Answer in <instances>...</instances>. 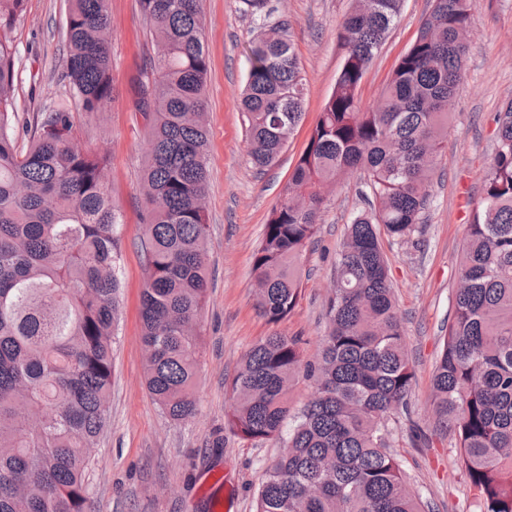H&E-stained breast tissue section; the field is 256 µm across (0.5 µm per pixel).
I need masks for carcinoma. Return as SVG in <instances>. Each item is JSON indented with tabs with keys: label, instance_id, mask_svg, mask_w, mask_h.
Returning <instances> with one entry per match:
<instances>
[{
	"label": "carcinoma",
	"instance_id": "cac0c4a2",
	"mask_svg": "<svg viewBox=\"0 0 512 512\" xmlns=\"http://www.w3.org/2000/svg\"><path fill=\"white\" fill-rule=\"evenodd\" d=\"M26 0H0V512H86L88 448L111 395L120 312V216L108 162L77 143L67 101L28 131L15 91L14 31ZM61 76L95 117L112 99L109 0H68ZM403 0H356L336 28L345 50L335 87L272 207L254 253L257 306L271 323L301 293L298 261L317 232L327 184L358 172L368 210L347 225L327 303L320 358L265 336L232 381L230 429L280 437L299 373L316 390L266 472L255 512H422L388 436L409 414L414 370L380 237L407 241L422 223L461 79L471 0H431L379 102L358 89ZM155 47L138 106L148 121L142 176L146 386L174 422L197 410L207 268L210 58L202 0H139ZM242 106L248 157L273 166L303 120L305 82L289 39L251 48ZM433 409L456 438L480 512H512V101L497 116V147L480 209L467 225L454 312L433 376Z\"/></svg>",
	"mask_w": 512,
	"mask_h": 512
}]
</instances>
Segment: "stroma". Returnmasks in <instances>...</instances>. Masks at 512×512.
<instances>
[{
	"mask_svg": "<svg viewBox=\"0 0 512 512\" xmlns=\"http://www.w3.org/2000/svg\"><path fill=\"white\" fill-rule=\"evenodd\" d=\"M354 0H268L270 16L246 13L242 0H203L211 71L207 81L210 152L207 194L208 270L212 286L201 316L203 348L194 416L172 422L144 385L140 251L144 205L141 172L144 118L136 85L154 49L138 0H110L112 102L102 116L76 112L79 141L109 158L108 190L118 207L121 315L113 345L106 423L91 455L89 512H255L267 468L285 439L245 440L226 423L231 382L242 355L261 337L297 338L304 361H316L328 326L327 301L344 232L366 208L358 176L333 188L319 231L301 259L302 291L283 321L256 309L254 252L272 207L305 149L331 94L344 52L336 27ZM67 0H27L16 30L20 117L30 119L70 94L60 78L66 53ZM430 0H404L359 88L361 106L378 103L398 58L414 41ZM463 77L449 108L448 138L437 161L429 204L409 241L382 238L408 336L415 377L409 416L393 425L390 443L410 490L428 512H477L451 434L436 431L431 406L435 362L453 313L455 270L468 224L479 206L496 149V117L512 100V0H473ZM288 29L306 83L305 116L265 173L248 163L247 120L239 105L250 50L271 26Z\"/></svg>",
	"mask_w": 512,
	"mask_h": 512,
	"instance_id": "obj_1",
	"label": "stroma"
}]
</instances>
